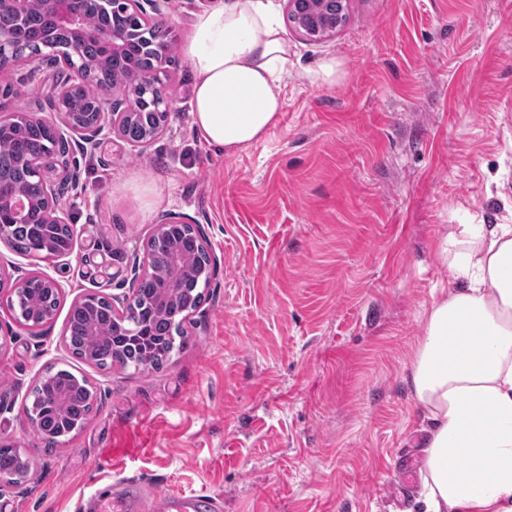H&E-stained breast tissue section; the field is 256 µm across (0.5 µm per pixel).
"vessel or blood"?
Wrapping results in <instances>:
<instances>
[{"label": "vessel or blood", "mask_w": 512, "mask_h": 512, "mask_svg": "<svg viewBox=\"0 0 512 512\" xmlns=\"http://www.w3.org/2000/svg\"><path fill=\"white\" fill-rule=\"evenodd\" d=\"M219 500L207 492L146 494L136 481L119 480L94 497V512H220Z\"/></svg>", "instance_id": "1"}]
</instances>
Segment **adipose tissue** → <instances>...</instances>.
<instances>
[{
	"instance_id": "1",
	"label": "adipose tissue",
	"mask_w": 512,
	"mask_h": 512,
	"mask_svg": "<svg viewBox=\"0 0 512 512\" xmlns=\"http://www.w3.org/2000/svg\"><path fill=\"white\" fill-rule=\"evenodd\" d=\"M182 50L201 140L228 154L264 140L294 67L272 0L194 14ZM435 248L455 287L426 306L408 377L424 512H512V224H451Z\"/></svg>"
}]
</instances>
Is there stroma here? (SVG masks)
Here are the masks:
<instances>
[{"instance_id":"obj_1","label":"stroma","mask_w":512,"mask_h":512,"mask_svg":"<svg viewBox=\"0 0 512 512\" xmlns=\"http://www.w3.org/2000/svg\"><path fill=\"white\" fill-rule=\"evenodd\" d=\"M284 33L295 67L264 141L228 155L199 139L194 72L174 50L162 135L71 151L69 256L0 243L1 268L65 289L34 330L0 295V445L29 461L0 512H77L121 478L209 492L222 512H420V492L393 493V463L420 454L406 377L432 291L453 285L435 240L448 224H512V0H349L331 38ZM331 57L335 84L316 82ZM69 74L21 64L0 86L10 111L52 120ZM164 213L200 224L216 262L184 345L158 370L75 358L74 298L129 293ZM69 366L97 401L47 454L26 407L42 372Z\"/></svg>"}]
</instances>
